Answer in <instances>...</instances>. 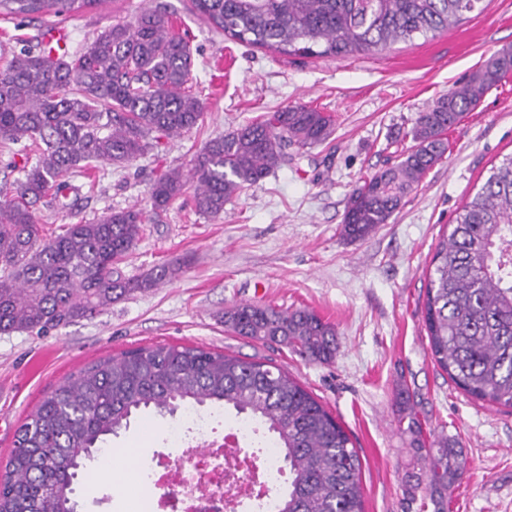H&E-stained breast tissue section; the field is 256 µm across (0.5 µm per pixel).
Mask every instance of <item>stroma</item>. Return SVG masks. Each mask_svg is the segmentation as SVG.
Instances as JSON below:
<instances>
[{"mask_svg":"<svg viewBox=\"0 0 512 512\" xmlns=\"http://www.w3.org/2000/svg\"><path fill=\"white\" fill-rule=\"evenodd\" d=\"M154 7L190 37L203 116L132 164L101 168L94 188L72 177L68 208L37 202L46 229L146 204L151 185L189 167L205 142L266 113L305 104L334 113L336 126L326 142L246 187L219 217L195 213L186 196L152 214L121 270L138 275L180 259L175 279L89 320L0 335V468L20 424L64 377L137 346L193 345L270 360L337 416L362 462L364 512H512V408L456 388L433 362L422 320L436 246L492 165L512 154V75L449 132L447 153L388 223L359 241L341 234L353 191L397 162L419 112L512 46V0H484L481 12L448 32L344 59L240 44L192 11L191 0H97L66 16L0 19L9 34L0 67L12 53L39 50L37 37L50 27L80 47ZM241 302L315 311L336 328L334 361L308 362L284 346L233 335L223 314ZM402 388L427 441L447 435L461 453L463 473L444 497L425 488L429 461L400 421ZM170 423L141 414L111 445L156 467L179 456ZM77 497L81 512H128L124 469L80 482Z\"/></svg>","mask_w":512,"mask_h":512,"instance_id":"1","label":"stroma"}]
</instances>
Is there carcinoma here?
<instances>
[{"label": "carcinoma", "instance_id": "obj_1", "mask_svg": "<svg viewBox=\"0 0 512 512\" xmlns=\"http://www.w3.org/2000/svg\"><path fill=\"white\" fill-rule=\"evenodd\" d=\"M98 0H0V14L63 16ZM483 0H192L216 29L284 56L345 58L433 37L482 11ZM188 35L167 14L142 11L55 58L21 51L0 69V141L19 146L16 184L0 185V334L47 332L89 320L149 291L177 262L125 277L116 270L149 211L192 191L211 217L283 163L290 146L324 142L330 112L288 106L205 143L187 169L150 188L151 209L112 210L47 233L32 210L73 189L70 177L131 164L163 139L195 126L204 102L193 91ZM512 73V49L494 53L467 81L419 112L402 160L365 180L343 216V235L362 239L386 224L448 151V132ZM423 306L429 350L473 399L512 408V155L490 169L437 245ZM233 334L330 363L336 329L316 312L251 303L224 309ZM224 404L264 425L288 468L275 512H364L361 459L349 435L287 371L261 359L195 346H138L95 360L46 392L19 426L0 484V512H77L81 473L106 442L144 411ZM431 456L429 489L442 496L462 475L444 437Z\"/></svg>", "mask_w": 512, "mask_h": 512}]
</instances>
